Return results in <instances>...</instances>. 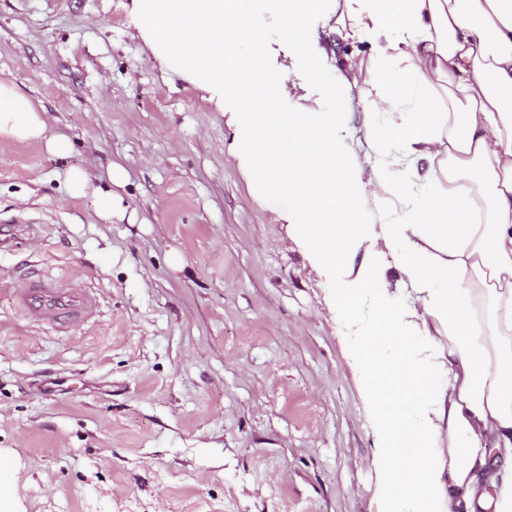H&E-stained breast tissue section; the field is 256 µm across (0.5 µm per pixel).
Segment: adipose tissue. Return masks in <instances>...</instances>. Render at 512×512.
<instances>
[{
  "label": "adipose tissue",
  "instance_id": "ef3b65f1",
  "mask_svg": "<svg viewBox=\"0 0 512 512\" xmlns=\"http://www.w3.org/2000/svg\"><path fill=\"white\" fill-rule=\"evenodd\" d=\"M137 37L228 117L256 202L287 199L312 263L333 282L371 418L376 512H512V0H130ZM334 20L367 40L340 84L303 34ZM279 38L267 35L270 21ZM307 67L302 96L288 76ZM379 110L374 160L347 135L361 72ZM0 140L57 157L41 106L0 80ZM126 175L64 181L104 220ZM413 289L389 304V269Z\"/></svg>",
  "mask_w": 512,
  "mask_h": 512
}]
</instances>
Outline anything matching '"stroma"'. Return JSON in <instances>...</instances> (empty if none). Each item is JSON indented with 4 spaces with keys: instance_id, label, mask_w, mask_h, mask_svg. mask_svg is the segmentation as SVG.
I'll use <instances>...</instances> for the list:
<instances>
[{
    "instance_id": "1",
    "label": "stroma",
    "mask_w": 512,
    "mask_h": 512,
    "mask_svg": "<svg viewBox=\"0 0 512 512\" xmlns=\"http://www.w3.org/2000/svg\"><path fill=\"white\" fill-rule=\"evenodd\" d=\"M127 0H0V79L69 156L0 141V453L24 512H375L349 327L284 203L259 206L233 131L130 35ZM321 79L367 43L319 21ZM127 174L104 221L61 175ZM35 267L90 288L70 334L12 307Z\"/></svg>"
}]
</instances>
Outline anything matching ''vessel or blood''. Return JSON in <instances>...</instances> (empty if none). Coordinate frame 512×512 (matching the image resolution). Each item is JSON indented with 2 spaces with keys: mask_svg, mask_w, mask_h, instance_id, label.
<instances>
[{
  "mask_svg": "<svg viewBox=\"0 0 512 512\" xmlns=\"http://www.w3.org/2000/svg\"><path fill=\"white\" fill-rule=\"evenodd\" d=\"M9 300L32 322L64 333L75 324L89 322L97 307L95 295L87 289L73 284L61 287L48 275L21 279L11 288Z\"/></svg>",
  "mask_w": 512,
  "mask_h": 512,
  "instance_id": "vessel-or-blood-1",
  "label": "vessel or blood"
}]
</instances>
